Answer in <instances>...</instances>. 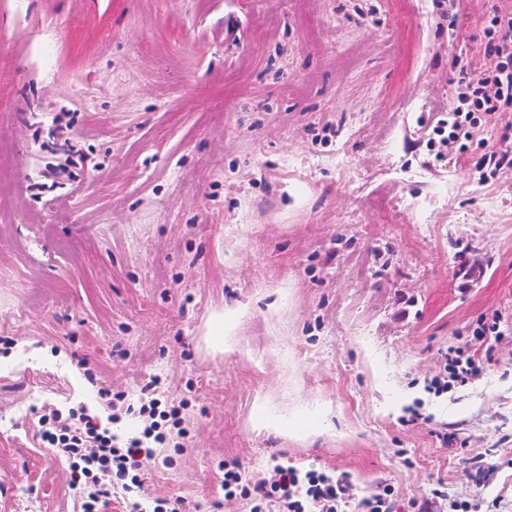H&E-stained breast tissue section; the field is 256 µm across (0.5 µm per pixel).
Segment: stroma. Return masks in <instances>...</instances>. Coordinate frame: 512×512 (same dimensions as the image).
I'll return each mask as SVG.
<instances>
[{
    "label": "stroma",
    "mask_w": 512,
    "mask_h": 512,
    "mask_svg": "<svg viewBox=\"0 0 512 512\" xmlns=\"http://www.w3.org/2000/svg\"><path fill=\"white\" fill-rule=\"evenodd\" d=\"M494 9L0 0V512H79L41 416L124 441L145 394L187 432L146 501L255 512L225 465L280 464L512 512V173L468 176L512 112L441 144ZM452 349L483 370L435 393Z\"/></svg>",
    "instance_id": "obj_1"
}]
</instances>
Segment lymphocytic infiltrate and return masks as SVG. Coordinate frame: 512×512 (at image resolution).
I'll return each mask as SVG.
<instances>
[{"mask_svg":"<svg viewBox=\"0 0 512 512\" xmlns=\"http://www.w3.org/2000/svg\"><path fill=\"white\" fill-rule=\"evenodd\" d=\"M484 68H464L457 82V104L448 114V151L457 153L465 140L500 112L512 110V16L493 13L484 36ZM145 421L141 436L119 442L96 417L72 410L45 416L41 435L56 453L70 462V481L83 495L82 512H103L112 500L125 512H179L176 502L155 499L143 506L135 492L142 484L145 461L154 459L156 447L165 443L163 421L180 426V409L162 407L158 399L141 404ZM349 484L316 470L299 472L278 466L271 483L251 486L234 469L224 471V493L251 499L255 512L275 503L279 512H344Z\"/></svg>","mask_w":512,"mask_h":512,"instance_id":"obj_1","label":"lymphocytic infiltrate"}]
</instances>
